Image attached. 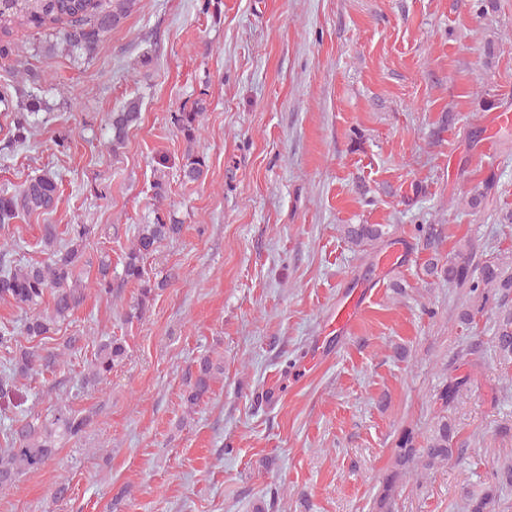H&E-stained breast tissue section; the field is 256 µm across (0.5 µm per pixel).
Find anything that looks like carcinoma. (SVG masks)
Returning <instances> with one entry per match:
<instances>
[{"label":"carcinoma","instance_id":"cac0c4a2","mask_svg":"<svg viewBox=\"0 0 512 512\" xmlns=\"http://www.w3.org/2000/svg\"><path fill=\"white\" fill-rule=\"evenodd\" d=\"M135 5V0H111L103 7L101 0H0V68L11 72L15 55L13 31L19 26L35 30H56L62 33L66 43L85 58L96 53L103 38L117 27ZM12 115L8 130V142L14 146L29 140L31 118L45 113L49 120L50 109L35 89L15 86L13 91L0 93V112ZM139 99L128 100L112 113V149L121 147L129 130L140 119ZM199 113L180 112L174 117L177 129L186 137H193ZM205 167L201 156L187 154L181 163L182 177L187 182L199 180ZM59 198L56 177L42 174L30 179L22 188L0 193V223L9 222L21 215L44 214L52 211ZM88 224H73L61 238L53 224H46L40 239L48 261L21 265L14 259L16 250L0 249V300L13 302L19 307L32 310L26 317L21 333L30 345L12 347L14 330L5 326L0 329V348L5 349L4 370L0 373V410L11 413L20 407L17 378L35 371L42 375L55 374L58 353L47 347L43 340L57 329L82 305L85 288L76 274L84 243L93 233ZM182 225L169 224L157 218L152 224H139L135 228L134 242L122 261L124 280L140 284L134 305L135 313L143 310L154 299L155 289L144 279V264L159 246L177 237ZM345 239L355 247H366L382 241L390 235L388 224H345ZM426 274L443 278L458 288L475 292L479 287L492 288L494 292L483 296L484 300L498 298L500 312L495 328V342L500 364L512 366V307H507L512 297V273L509 274L495 261H476V251L469 243L455 250L445 262L436 258L424 265ZM98 294H112V262L100 261L97 276ZM47 304L41 311L39 307ZM123 337L111 336L97 345L90 372L84 376V384L96 385L112 373L126 357ZM220 366L209 357L199 360L194 375L186 382L185 403L193 409L212 390L215 374ZM467 385L466 378L455 377L445 382L439 393L443 406L457 399ZM88 425V418L64 404L57 407L51 418L45 421L26 417L11 421L3 433L4 453L0 455V487L12 485L25 472L44 468L57 452L56 438L76 437ZM454 431L448 418L443 416L429 434L418 440L412 431H405L398 442L395 464L400 471L420 467L431 470L447 461L453 454ZM396 476L386 479L382 493L376 500L377 512H390L391 492ZM469 512H495V498L486 492L479 497L469 496Z\"/></svg>","mask_w":512,"mask_h":512}]
</instances>
